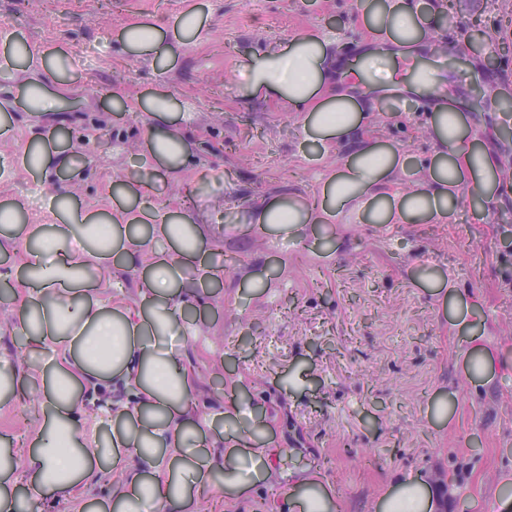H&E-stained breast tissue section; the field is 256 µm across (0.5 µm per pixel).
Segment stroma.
<instances>
[{
  "label": "stroma",
  "instance_id": "35a3bbf8",
  "mask_svg": "<svg viewBox=\"0 0 512 512\" xmlns=\"http://www.w3.org/2000/svg\"><path fill=\"white\" fill-rule=\"evenodd\" d=\"M512 0H457L434 42L465 39L473 16L490 42L512 40L499 13ZM202 28L165 67L130 56L122 29L136 21L165 22L190 8ZM304 30L361 43L368 32L356 0H0V32L65 52L72 64L67 117L92 123L111 141L106 153L75 143L82 163L63 173L60 187L80 208L112 207L117 179L136 183L144 136L153 123L138 104L154 92L174 96L196 146L181 173L159 172L148 203L179 202L197 190L199 212L224 207V231L206 245L223 264L222 285L207 287L185 327L186 353L195 361L199 420L221 440L260 432L292 452L289 471L318 472L337 512H376L396 480L409 473L453 486L447 512H512V139L499 134L500 105L512 104V52L494 62L471 55L452 69L448 93L464 101L482 86L496 108L472 115L471 131L495 150L502 184L493 206L479 212L461 194L445 222L369 224L347 210L320 225V243L255 233L244 224L252 198L292 186L319 192L336 166L301 142L300 117L271 99L242 104L233 80L246 50L274 45ZM123 91L133 104L122 119L99 87ZM422 102L404 100L394 112H374L370 134L431 162L435 147ZM23 103L0 116V159L23 154L33 134ZM235 180L215 190L225 171ZM49 189L25 168L0 178V203L28 204L37 224ZM347 239L344 250L333 239ZM249 268L266 270L263 285L242 281ZM465 303L451 309L454 295ZM14 314L0 306V370L40 381L46 356L13 333ZM504 356L494 373H473L478 348ZM246 392L237 425L222 413L233 389ZM40 422L36 403L0 397V431L24 443ZM287 473L236 498L212 496L192 512H272L288 489Z\"/></svg>",
  "mask_w": 512,
  "mask_h": 512
}]
</instances>
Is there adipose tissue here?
Here are the masks:
<instances>
[{
    "instance_id": "obj_1",
    "label": "adipose tissue",
    "mask_w": 512,
    "mask_h": 512,
    "mask_svg": "<svg viewBox=\"0 0 512 512\" xmlns=\"http://www.w3.org/2000/svg\"><path fill=\"white\" fill-rule=\"evenodd\" d=\"M357 8L374 40L354 46L318 32L300 33L277 48L252 52L238 73L242 102L273 97L303 116L307 140L346 153L344 164L322 184L321 204H309L293 190L251 203L246 220L261 231L302 241L347 209L370 224L439 221L457 192L483 202L498 193L496 155L473 145L462 104L448 96L447 78L426 67L421 55L420 19L436 21L443 6L435 2L426 10L421 0H357ZM173 29L169 40L158 22H136L124 29L122 41L128 53L164 64L199 33L197 10L175 18ZM0 47L25 75L19 92L26 112L43 125L24 166L51 188L45 219L31 233L36 249L0 270V283L12 290L16 331L35 324L32 341L48 355L38 399L42 421L30 438L26 477L18 479L13 464L0 462V512H20L25 500L74 498L112 471L122 477L112 492L118 512H187L202 489L237 496L261 484L283 465L285 449L230 447L220 454L192 444L204 433L195 414L196 375L171 341L182 333L194 294L186 286L190 273L210 283L224 275L223 268L205 261L203 226L193 212L144 203L140 187L117 181L111 185L107 235L97 242L87 229L93 214L55 187L74 162L62 145L66 61L59 52L32 47L10 33L0 35ZM400 92L434 105L428 114L434 158L425 180L410 188L399 185L406 162L397 150L363 132L368 112ZM145 109L155 118L145 137L148 179L161 169L180 172L192 158V145L175 117L173 98L155 94ZM159 235L173 242L172 254L148 252V242ZM110 264L140 272L141 293L133 306L114 307L93 296L81 276L86 267ZM105 382L115 390L104 402L111 427L100 448L91 445L79 411L83 392L98 391ZM219 470L220 483L214 479ZM298 484L277 512H333L330 495L310 494L315 478L300 476ZM443 506L440 487L408 474L399 478L383 509L441 512Z\"/></svg>"
}]
</instances>
